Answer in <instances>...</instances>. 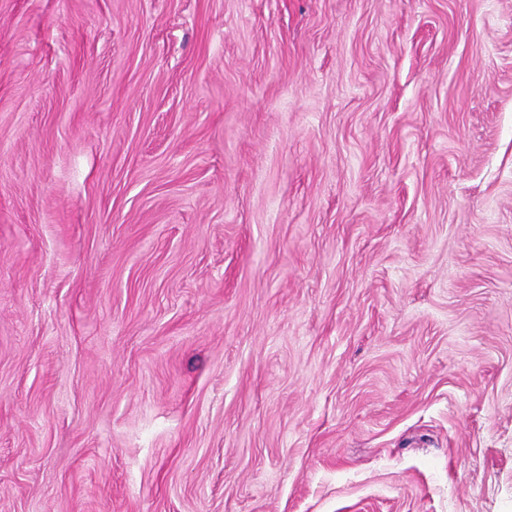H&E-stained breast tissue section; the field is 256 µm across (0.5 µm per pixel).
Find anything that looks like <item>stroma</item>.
I'll list each match as a JSON object with an SVG mask.
<instances>
[{
	"label": "stroma",
	"mask_w": 512,
	"mask_h": 512,
	"mask_svg": "<svg viewBox=\"0 0 512 512\" xmlns=\"http://www.w3.org/2000/svg\"><path fill=\"white\" fill-rule=\"evenodd\" d=\"M0 512H512V0H0Z\"/></svg>",
	"instance_id": "35a3bbf8"
}]
</instances>
